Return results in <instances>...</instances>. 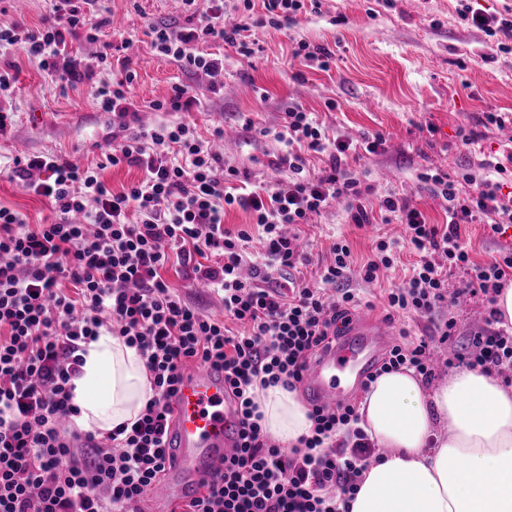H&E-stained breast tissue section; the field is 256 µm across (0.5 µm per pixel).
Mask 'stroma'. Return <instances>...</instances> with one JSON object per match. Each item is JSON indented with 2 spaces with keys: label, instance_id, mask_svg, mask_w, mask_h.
<instances>
[{
  "label": "stroma",
  "instance_id": "stroma-1",
  "mask_svg": "<svg viewBox=\"0 0 512 512\" xmlns=\"http://www.w3.org/2000/svg\"><path fill=\"white\" fill-rule=\"evenodd\" d=\"M113 25L110 41L135 35L124 55L136 77L129 95L139 108L135 124L160 121L194 122L202 136L223 126L218 147L225 166L236 168L240 180L263 184L276 178L270 162L280 145L270 135L280 128L289 107L315 113L329 137L355 143L380 133L384 144L372 155L349 154L346 164L361 177L367 204L377 205L389 193L420 209L430 223L446 220V203L419 174L440 172L457 179L461 171L481 176L483 160L506 161L512 154V125L486 121L490 112H512V53L488 56L485 34L462 21L458 0H321L319 13L299 15L288 31L261 29V50L249 59L224 51V73L210 84L205 74H187L153 55L145 31L148 23H184L181 0H105ZM321 46L332 54L328 69L318 61L294 57L300 42ZM18 72L13 99L16 122L0 137V204L23 213L31 224L53 219L47 203L10 180L6 169L19 147L31 153H54L77 164L103 161L112 139V117L101 112L88 84L62 86L23 52H10ZM203 94L198 112H153L148 105L167 99L175 83ZM473 141L463 144L462 131ZM308 239L310 261L303 275L321 279L336 239H347L355 264L373 255L378 236L397 238L399 224L373 221L350 224L343 201L301 225ZM460 237L474 263L485 264L512 250V224L492 233L484 224H464ZM414 260L401 262L375 284H360V313L385 318L383 296L399 287ZM441 318L456 321L453 346L465 347L471 331L484 321L481 298L445 303Z\"/></svg>",
  "mask_w": 512,
  "mask_h": 512
}]
</instances>
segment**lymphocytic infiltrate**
Listing matches in <instances>:
<instances>
[{"label":"lymphocytic infiltrate","mask_w":512,"mask_h":512,"mask_svg":"<svg viewBox=\"0 0 512 512\" xmlns=\"http://www.w3.org/2000/svg\"><path fill=\"white\" fill-rule=\"evenodd\" d=\"M185 25L149 24L155 55L184 72L220 73L223 47L248 57L252 26L283 30L320 0H264L255 22L230 24L224 0H183ZM38 26L0 25V52L21 49L42 71L71 84L90 79L102 111L121 120L106 164L137 169L138 180L113 191L102 167L73 164L50 153L14 158L11 179L48 200L54 218L28 223L0 207V512H141L139 505L162 475L169 404L184 367L223 370L224 384L239 403L241 442L206 492L182 512H342L358 489L364 462L376 445L360 427L354 404L310 406L309 436L284 450L262 429L257 390L300 388L312 356L335 341L361 299L353 277L376 281L392 268L402 247L417 254L405 284L388 293L389 314L433 316L448 299V278L466 274L458 291L485 297L483 326L471 334L457 364L487 373L512 370V329L502 328L496 297L512 275V252L490 263L471 261L460 240L463 224L484 223L492 232L512 224V195L503 194L505 166L485 160L480 180L461 194L448 175L420 174L447 203L445 223L395 195L384 197V223L403 224L406 239H378L376 257L352 268L347 241L332 246L333 262L320 285L297 277L307 257L287 226L306 223L342 199L352 223H369L356 173L345 166L350 152L377 153L381 134L362 144L329 138L312 113L289 108L274 138L284 146L274 164L283 173L274 184L250 190L236 185L238 172L224 168L209 141L186 122L150 129L131 126L128 87L136 77L129 60L113 64L118 47L100 44L97 66L68 50L67 37L87 26L100 0H47ZM461 20L480 29L490 52L512 48V17L492 15L465 0ZM117 69L109 81L96 68ZM328 154L330 170L305 176L304 153ZM105 164V165H106ZM249 211L256 232L224 226V210ZM259 241L257 257L246 245ZM189 269L195 282L216 292L233 333L170 288L162 276L170 262ZM72 293H65L63 284ZM137 347L154 391L138 419L107 435L69 430L79 413L71 381L80 373L82 343L101 331ZM383 369L407 368L423 378L434 372V347L401 330Z\"/></svg>","instance_id":"obj_1"}]
</instances>
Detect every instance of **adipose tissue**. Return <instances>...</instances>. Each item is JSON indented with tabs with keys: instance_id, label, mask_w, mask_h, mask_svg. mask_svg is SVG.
Masks as SVG:
<instances>
[{
	"instance_id": "ef3b65f1",
	"label": "adipose tissue",
	"mask_w": 512,
	"mask_h": 512,
	"mask_svg": "<svg viewBox=\"0 0 512 512\" xmlns=\"http://www.w3.org/2000/svg\"><path fill=\"white\" fill-rule=\"evenodd\" d=\"M74 379V422L112 432L152 399L145 361L104 332L84 346ZM261 425L286 448L312 422L296 392L260 391ZM361 425L385 456L371 459L347 512H512V384L462 368L433 391L413 371L381 374L361 407Z\"/></svg>"
}]
</instances>
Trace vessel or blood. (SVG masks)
I'll return each instance as SVG.
<instances>
[{
	"label": "vessel or blood",
	"instance_id": "b4317fda",
	"mask_svg": "<svg viewBox=\"0 0 512 512\" xmlns=\"http://www.w3.org/2000/svg\"><path fill=\"white\" fill-rule=\"evenodd\" d=\"M390 339L386 323L355 317L344 337L311 362L303 392L327 408L353 398ZM241 430L223 371L205 366L184 372L171 400L169 439L175 458L148 492L145 512H181L188 499L204 493L238 444Z\"/></svg>",
	"mask_w": 512,
	"mask_h": 512
}]
</instances>
